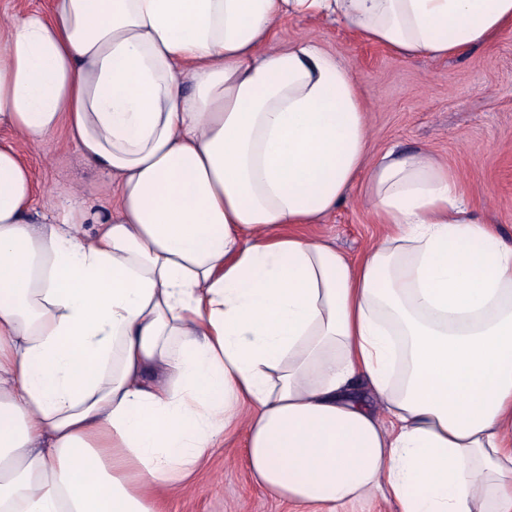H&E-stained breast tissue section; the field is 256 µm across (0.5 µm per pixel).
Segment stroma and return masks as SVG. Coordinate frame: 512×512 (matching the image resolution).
Segmentation results:
<instances>
[{
  "label": "stroma",
  "instance_id": "stroma-1",
  "mask_svg": "<svg viewBox=\"0 0 512 512\" xmlns=\"http://www.w3.org/2000/svg\"><path fill=\"white\" fill-rule=\"evenodd\" d=\"M303 38L345 58L367 106L371 155L388 147L432 155L462 180L470 213L512 244V27L445 60L406 58L371 43L344 24L322 17L279 23L270 45L283 48ZM30 169L35 200L47 194L107 213L113 195L108 176L88 164L63 134L20 149ZM299 231L329 241L348 259L359 260L385 234L363 185L322 223ZM244 436L226 438L207 455L201 473L178 490L169 512H321L269 495L250 476Z\"/></svg>",
  "mask_w": 512,
  "mask_h": 512
}]
</instances>
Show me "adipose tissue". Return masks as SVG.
Returning <instances> with one entry per match:
<instances>
[{
    "instance_id": "adipose-tissue-1",
    "label": "adipose tissue",
    "mask_w": 512,
    "mask_h": 512,
    "mask_svg": "<svg viewBox=\"0 0 512 512\" xmlns=\"http://www.w3.org/2000/svg\"><path fill=\"white\" fill-rule=\"evenodd\" d=\"M297 15L438 59L512 24V0L0 15V129L19 138L0 143V512H167L239 431L283 500L512 512V246L447 165L370 157L350 64L269 47ZM60 131L114 179L105 219L35 206L19 146ZM360 179L389 227L360 261L291 232Z\"/></svg>"
}]
</instances>
